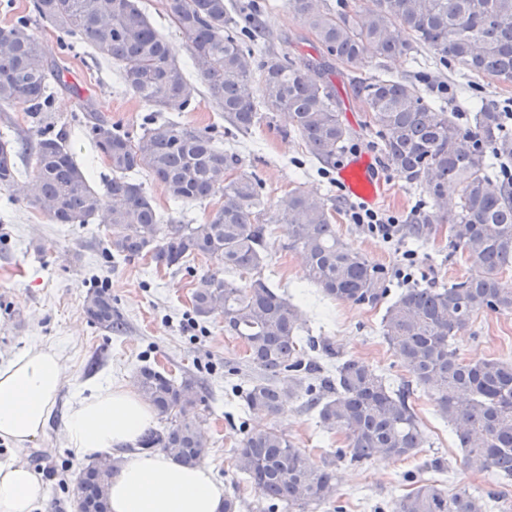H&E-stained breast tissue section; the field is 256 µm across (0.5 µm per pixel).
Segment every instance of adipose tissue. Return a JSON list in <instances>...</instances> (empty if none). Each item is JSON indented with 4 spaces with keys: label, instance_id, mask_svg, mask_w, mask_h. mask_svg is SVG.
<instances>
[{
    "label": "adipose tissue",
    "instance_id": "obj_1",
    "mask_svg": "<svg viewBox=\"0 0 512 512\" xmlns=\"http://www.w3.org/2000/svg\"><path fill=\"white\" fill-rule=\"evenodd\" d=\"M62 385V356L35 344L0 363V440L14 458L0 461V512H40L45 486L17 461L45 433ZM154 413L133 390L89 383L72 399L60 436L77 459L136 444ZM112 512H224V485L209 467H187L167 453L124 455L109 487Z\"/></svg>",
    "mask_w": 512,
    "mask_h": 512
}]
</instances>
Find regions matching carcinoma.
<instances>
[{
  "mask_svg": "<svg viewBox=\"0 0 512 512\" xmlns=\"http://www.w3.org/2000/svg\"><path fill=\"white\" fill-rule=\"evenodd\" d=\"M167 12L185 39L190 67L172 55L140 0H33L40 19L73 43H86L101 58L119 65L126 91L157 112H190L203 81L210 102L237 132L249 133L262 119L288 117L309 154L333 165L351 138L340 119V103L327 71L338 62L357 73L375 59L423 50L434 61L455 65L496 83L512 85V0H287L288 10L314 35L319 56L300 67L287 55L264 52L266 25L256 0H166ZM259 82L262 95L253 96ZM61 71L44 53L28 17L0 32V112L22 102L37 116L49 106ZM353 91L372 116L384 163L420 185L430 206L408 224V234L426 242L448 225V239L475 273L430 287H407L386 307L383 336L408 381L393 388L375 369L356 358L336 364L318 387L304 391V404L320 426L342 433L346 445L333 460L313 463L288 435L267 427L248 433L234 466L269 507L304 512L338 497L335 460L362 466L375 457L404 461L425 442L412 405L413 388L429 396L436 414L453 428L464 466L476 473L512 479V363L467 362L455 337L474 317L512 312V131L492 103L476 108L473 125L461 128L434 98L404 77L379 73L354 80ZM83 131L108 158L105 183L112 203L102 201L66 143V135L38 134L29 147L34 167L28 193L54 224H87L98 213L109 225V255L150 258L157 269L190 267L201 256L237 279L202 276L191 295L196 316L219 314L224 333L245 343L248 359L262 377L244 390L248 409L281 415L294 391L280 376L322 370L305 358L299 310L273 288L262 271L273 226L282 228L284 247L300 251L306 279L324 297L376 306L386 299L387 273L336 233V203L295 188L275 207L267 205L256 175L241 168L238 154L224 148L215 125L197 128L168 118L135 134L79 99ZM18 143L0 137V187L10 188L20 171ZM159 183L177 205L214 198L220 206L201 224H163L139 176ZM459 201L448 210V184ZM89 321L110 333L124 321L112 297L96 289L85 299ZM139 396L164 421L139 441V450L164 448L176 461L194 467L208 441L193 409L202 386L191 375L181 380L140 367ZM112 460L87 466L76 480L82 512H109ZM411 489L394 499L391 512H488L491 490L475 495L466 487L448 492L407 472Z\"/></svg>",
  "mask_w": 512,
  "mask_h": 512,
  "instance_id": "obj_1",
  "label": "carcinoma"
}]
</instances>
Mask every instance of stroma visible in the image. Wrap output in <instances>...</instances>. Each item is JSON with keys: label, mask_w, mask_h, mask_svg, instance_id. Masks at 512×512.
I'll list each match as a JSON object with an SVG mask.
<instances>
[{"label": "stroma", "mask_w": 512, "mask_h": 512, "mask_svg": "<svg viewBox=\"0 0 512 512\" xmlns=\"http://www.w3.org/2000/svg\"><path fill=\"white\" fill-rule=\"evenodd\" d=\"M266 2L269 10L265 19L274 35L271 50L288 53L300 65L316 56L313 36L288 10L286 0ZM31 26L47 55L58 62L65 84L53 87L52 105L45 119L29 117L21 103L0 112V136L21 140L44 129L66 133L77 163L88 171L96 187H103L112 171L91 140L78 131V98L91 99L96 111L134 132L139 131L148 111L126 92L117 64L102 60L87 46L60 49L61 33L36 20ZM369 70L410 78L424 95L441 100L465 127L472 124L474 104L512 105V86L428 61L414 64L405 57L387 58L370 65ZM330 79L341 101V118L352 133L345 155L379 158L375 128L355 99L345 68L334 65ZM288 127L286 116L279 115L250 134L232 132L224 137L225 146L240 155L243 169L261 180L269 202L295 188L336 200L344 208L336 217L341 240L386 269L391 293L404 287L406 282L399 272L406 268L411 271V282L422 287L448 285L470 275V262L455 255L447 230H440L435 239L414 249L405 234H397L386 243L352 223L347 210L355 201L344 192L336 167L311 162L301 139ZM380 174L385 194L377 211L397 217L404 225L427 208L428 197L421 187L408 184L399 172L385 166ZM146 187L166 222L200 224L213 208L209 202L178 207L161 185L150 181ZM109 234V226L96 219L83 225L51 223L27 197L23 185L0 189V360L30 343L43 341L61 350L65 367L63 387L47 431L22 456L35 471L48 466L53 469V477L46 481L42 512H78L75 483L83 465L75 461L59 435L75 390L87 382L133 384L138 368L146 364L176 379L190 374L200 380L204 401L196 412L203 419L209 444L204 462L223 483L226 494L238 497L239 512H262L258 493L232 467L248 431L278 427L318 463L342 446V437L324 433L315 412L303 407L298 398L277 417L244 410L239 390L260 378V371L248 362L243 341L225 335L220 316L198 319L190 304L199 279L208 273H222V266L203 257L195 260L189 272H159L149 260L140 258L116 263L107 256ZM284 243L282 231L269 238V260L263 275L299 307L300 336L331 342L340 357H356L382 370L391 384L406 380L381 332L383 306L324 299L306 280L300 252L286 249ZM97 287L109 289L113 307L126 322L122 333L104 331L88 320L84 301ZM456 342L467 361L497 358L512 362V312L478 315ZM414 408L426 435V443L414 459L376 458L362 467L337 463L336 479L345 512H379L408 491L402 476L409 470L423 479L439 481L448 490L464 485L477 495L498 491L489 512H512V482L504 485L491 474L463 467L462 450L450 426L435 413L423 392H416ZM434 458L445 462L446 471L430 468Z\"/></svg>", "instance_id": "obj_1"}]
</instances>
